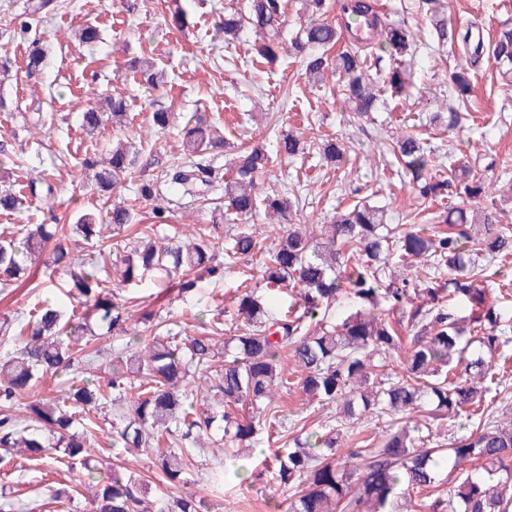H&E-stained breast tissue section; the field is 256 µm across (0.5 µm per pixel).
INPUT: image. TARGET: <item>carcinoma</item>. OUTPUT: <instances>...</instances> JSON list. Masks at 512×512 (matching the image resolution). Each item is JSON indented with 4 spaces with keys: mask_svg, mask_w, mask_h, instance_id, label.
I'll return each mask as SVG.
<instances>
[{
    "mask_svg": "<svg viewBox=\"0 0 512 512\" xmlns=\"http://www.w3.org/2000/svg\"><path fill=\"white\" fill-rule=\"evenodd\" d=\"M304 2L308 19L290 48L310 79L319 81L326 70L334 71L342 78L344 101L358 118H369L377 102L368 72L382 74L390 96H401L402 62L412 46L405 22L380 14L374 0H349L347 21L336 25L325 18L326 0ZM420 3L431 15L437 44L461 47L472 69L489 54L512 70V26H502L485 46L472 39L475 23L450 26L440 18L436 0ZM284 15V0H246L244 10L224 14V42L233 44L249 27L255 32L251 64L271 63L284 49ZM355 23L372 28L375 43L338 48ZM46 58L44 47L32 43L28 74L40 73ZM129 70L148 89L163 83L162 70L149 58L130 60ZM448 87L464 100L470 91L467 69L448 71ZM126 117L125 97L112 94L82 113L80 128L93 138L107 123ZM433 120L455 130L462 113L452 108ZM404 125L407 131L390 147L397 176L422 199L448 201L434 218L448 225L446 231L387 224L383 209L358 201L322 225L319 242L314 232L292 223L293 201L286 194H258V180L270 162L265 150L235 153L226 170L217 165L216 157L235 146L204 113L185 118L183 160L161 169L157 180L141 175L146 165L130 141L120 139L109 149L86 154L83 165L100 190L110 191L125 180L135 186L133 203L114 204L104 214L82 213L71 225L99 249L82 257L73 254L65 246L62 224H6L0 231V284L27 285L39 267L56 266L69 277L65 298L84 311L75 322L63 304L38 302L23 322L0 320V465L19 452L49 469L63 465L75 474V487L56 489L57 502L71 500L76 487L88 485L94 491L86 512H147L148 487L138 473L114 468L102 476L95 448L103 425L110 426L112 447L127 453L166 444L154 465L173 486L183 480L194 451L209 443L237 458L264 431L292 441L291 448L271 458L276 480L302 483L288 512H401V500L437 487L450 475L454 486L447 498L424 504L428 512H512V428L490 420L503 381L486 359L509 360L512 325L475 286L496 260L512 256V230L501 224L494 200L477 217L468 210L487 196L503 162L485 154L447 166L417 131L422 123ZM303 144L302 134L288 133L277 142L278 152L293 158ZM318 151L336 167L346 161V147L336 136L322 140ZM163 183L210 211L213 229L219 227L214 217L220 210L237 227L222 237L200 228L187 242L161 243L159 230L170 223L169 208L154 206L150 223L138 224L134 204L156 201ZM25 188L50 198L56 192L53 174L43 171ZM21 205V192L0 186L1 213ZM261 210L280 230L268 246L245 227ZM133 223L135 240L120 238ZM106 226L116 241L104 245ZM258 254L262 293L241 294L236 317L228 323L219 308L198 319L204 336H184L179 322L151 311L132 323L127 300L117 293L155 276L156 298L171 289L182 295L197 288V273L221 277L224 269ZM412 259L428 269L426 278L434 286L411 290L408 280L386 275L393 266H410ZM444 272L450 278L442 283ZM292 288L301 289L299 299L285 313L273 314L269 302ZM342 298L359 309L327 320ZM387 309L402 314L410 335L407 359L396 377L384 372L385 362H374L375 356L400 347ZM226 332L224 346L235 348L230 360L217 346ZM109 336L123 341V348L112 353L110 377L86 376L84 366L102 355L99 343ZM288 358L300 368L295 381L283 371ZM57 374L66 375L62 396L40 398V382ZM290 385L312 400L342 407L346 418L358 406L365 415L392 423L382 435L356 433L347 449L340 447V430L330 423L294 436L273 402L274 391ZM23 399L27 414L21 418L14 409ZM428 405L451 422L465 418L473 429L440 444L419 427H409L411 415L426 412ZM203 508V500L192 494L154 500V512Z\"/></svg>",
    "mask_w": 512,
    "mask_h": 512,
    "instance_id": "obj_1",
    "label": "carcinoma"
}]
</instances>
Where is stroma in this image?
Listing matches in <instances>:
<instances>
[{
	"label": "stroma",
	"instance_id": "obj_1",
	"mask_svg": "<svg viewBox=\"0 0 512 512\" xmlns=\"http://www.w3.org/2000/svg\"><path fill=\"white\" fill-rule=\"evenodd\" d=\"M37 0H0V146L8 159L0 164L7 181L25 183L41 170L54 171L58 193L54 200L27 198L23 212L0 214V224H39L57 216L61 223H74L78 214L110 209L113 203L134 197V187L124 183L113 192L96 189L90 173L82 168L86 152L110 147L115 134H122L144 152L160 151L159 166L182 158L181 128L195 112L206 113L224 126V135L235 144L265 149L271 161L261 181L264 188L295 189L299 200L296 221L313 229L331 223L338 205L350 203L353 189H360L370 204L385 207L391 224L428 226L431 213L441 202L418 197L395 173L397 163L388 146L403 126L405 114L431 116L456 106L448 93L449 68L465 59L451 46H436L431 22L418 0H376L391 19L406 22L416 50L407 57L404 99L392 103L381 94L373 120L354 118L338 91L334 73L322 83L308 81L298 58L286 54L275 65L252 69L245 62L227 64V50L219 29L225 13L243 8L245 0H137L130 11L126 0H63L62 7L32 22L27 34H19L21 21L30 20ZM188 14V25L172 22L174 5ZM445 17L455 23L478 20L483 38H491L505 24L512 25V0H440ZM95 24L101 39L95 47L78 43L74 33ZM48 51L45 69L35 77L25 74V59L32 41ZM155 60L164 72L159 90H147L134 81L125 63L134 57ZM124 93L128 120L122 131L108 127L96 138L80 129V116L96 100L112 90ZM170 112L166 129L150 126L152 112ZM464 120L453 131L424 127L423 133L446 159L477 151L498 154L507 168L501 177L512 180V79L494 60L484 59L471 77ZM305 132L310 142L325 135L342 137L348 162L340 169L318 166L317 175L295 186L296 169L318 165L317 153L296 159L277 155L276 141L282 135ZM147 168L146 177H156L158 168ZM258 260L252 259L225 270L223 278L203 279L197 289L159 302L153 281L124 289L130 311L141 315L154 310L181 322L187 335L199 333L197 317L215 307L232 318L237 287L249 282L259 287ZM39 288L0 285V317L22 318L38 301H58L62 271L45 269L38 276ZM289 423L313 430L335 406L308 401L299 388L276 397ZM270 438L243 456L242 477H229L223 492L209 483L212 466L224 455L214 448L197 452L186 479L172 486L152 468L147 457L120 453L116 463L141 473L148 482L150 498L193 494L204 500L207 512H288L295 487L280 485L273 477L267 456L280 448ZM71 473L48 470L37 464L11 463L0 472V484L14 488L15 498L25 504L49 497L53 487L69 483Z\"/></svg>",
	"mask_w": 512,
	"mask_h": 512
}]
</instances>
